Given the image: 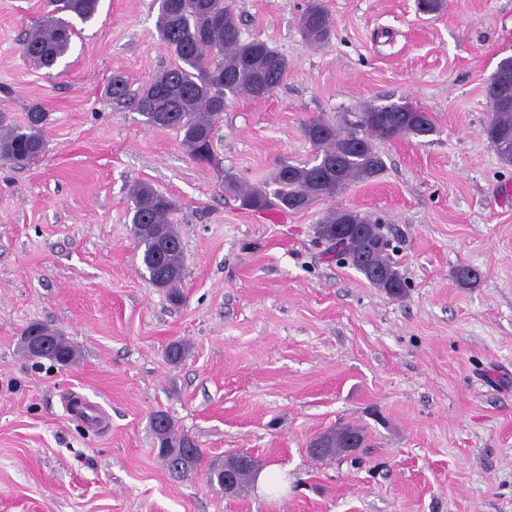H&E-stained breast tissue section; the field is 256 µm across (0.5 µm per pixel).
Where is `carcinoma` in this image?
Masks as SVG:
<instances>
[{
  "label": "carcinoma",
  "instance_id": "1",
  "mask_svg": "<svg viewBox=\"0 0 512 512\" xmlns=\"http://www.w3.org/2000/svg\"><path fill=\"white\" fill-rule=\"evenodd\" d=\"M99 0H49L52 9L44 23L27 34L23 52L33 63L52 67L70 49L78 35L69 16L81 23L91 21ZM156 31L177 58L178 63L143 84L132 94L127 81L114 76L107 92L118 102L131 101L150 126L174 128L191 158L203 165L216 163L214 132L223 118L227 102L247 95L264 98L283 80L287 59L267 41L242 38L240 24L228 0H156ZM304 40L311 45L327 42L332 34V19L322 0H307L299 20ZM512 88V56L501 59L487 96L492 116L484 128L485 136L498 157L512 164V100L500 104L493 86ZM46 115L40 107L30 109L27 122L0 132V161L22 168L39 157L46 148ZM304 137L316 150L304 164L282 162L259 187H244L232 176L224 186L237 194L243 205L299 211L313 202L333 198L349 185L371 179L384 168L374 141L399 136L425 137L435 132L429 113L406 104L370 105L360 113L349 131L316 117L302 126ZM132 234L141 247L142 266L151 283L161 288H176L183 276L181 236L171 222L176 209L173 199L148 183L136 184L129 193ZM319 241L336 255V261L355 269L370 284L402 297L408 288L397 263L388 253L384 226L378 219L350 208L328 211L315 225ZM156 438L158 455L169 472L185 476L201 461V450L190 437L176 432L169 417L159 411ZM365 440L362 429L338 427L319 436L326 448L341 450L342 437ZM252 458L236 455L207 471L210 485L224 487V478L235 477L238 492L249 485Z\"/></svg>",
  "mask_w": 512,
  "mask_h": 512
}]
</instances>
